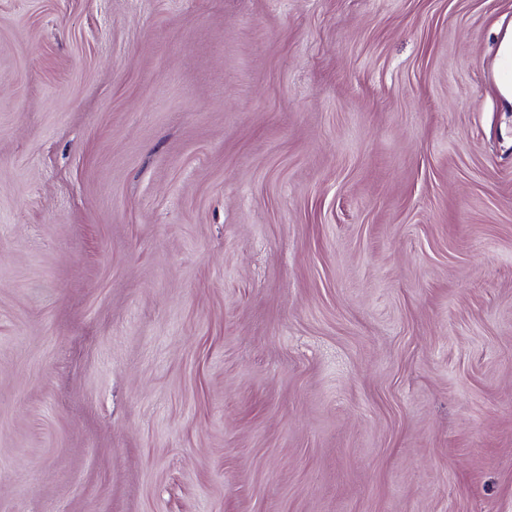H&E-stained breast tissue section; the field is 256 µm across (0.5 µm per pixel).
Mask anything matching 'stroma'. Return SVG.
Here are the masks:
<instances>
[{
	"mask_svg": "<svg viewBox=\"0 0 512 512\" xmlns=\"http://www.w3.org/2000/svg\"><path fill=\"white\" fill-rule=\"evenodd\" d=\"M512 0H0V512H512ZM511 74V81H505L504 74ZM495 78L498 91L504 96L507 102L512 103V31L507 30L504 34L497 58L495 61Z\"/></svg>",
	"mask_w": 512,
	"mask_h": 512,
	"instance_id": "stroma-1",
	"label": "stroma"
}]
</instances>
